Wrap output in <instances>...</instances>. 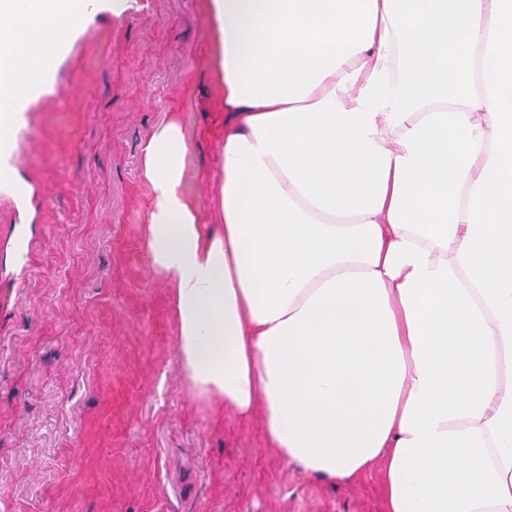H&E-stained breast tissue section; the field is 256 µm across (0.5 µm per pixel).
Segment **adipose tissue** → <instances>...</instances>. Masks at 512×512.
<instances>
[{
    "mask_svg": "<svg viewBox=\"0 0 512 512\" xmlns=\"http://www.w3.org/2000/svg\"><path fill=\"white\" fill-rule=\"evenodd\" d=\"M96 0H0L12 127ZM229 114L207 234L179 120L145 249L201 397L386 512H512V0H208Z\"/></svg>",
    "mask_w": 512,
    "mask_h": 512,
    "instance_id": "adipose-tissue-1",
    "label": "adipose tissue"
}]
</instances>
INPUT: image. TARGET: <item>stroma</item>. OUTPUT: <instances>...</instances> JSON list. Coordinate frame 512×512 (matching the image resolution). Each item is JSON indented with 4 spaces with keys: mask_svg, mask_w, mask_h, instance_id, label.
Instances as JSON below:
<instances>
[{
    "mask_svg": "<svg viewBox=\"0 0 512 512\" xmlns=\"http://www.w3.org/2000/svg\"><path fill=\"white\" fill-rule=\"evenodd\" d=\"M206 0H99L0 155V512H385L218 422L143 246L140 146L178 115L205 232L226 114Z\"/></svg>",
    "mask_w": 512,
    "mask_h": 512,
    "instance_id": "obj_1",
    "label": "stroma"
}]
</instances>
